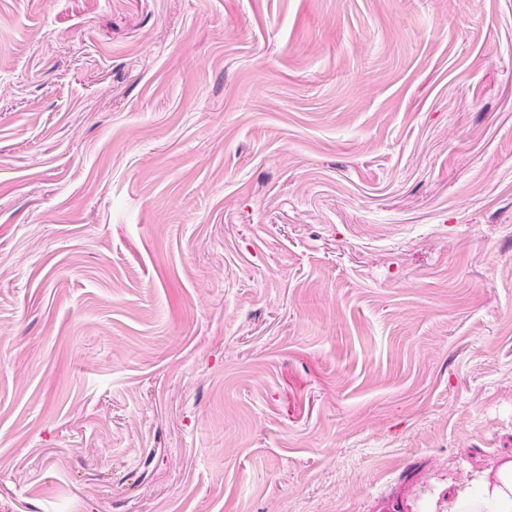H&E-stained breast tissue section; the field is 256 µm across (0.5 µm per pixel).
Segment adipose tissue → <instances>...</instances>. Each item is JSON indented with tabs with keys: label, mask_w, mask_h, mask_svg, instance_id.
Returning <instances> with one entry per match:
<instances>
[{
	"label": "adipose tissue",
	"mask_w": 512,
	"mask_h": 512,
	"mask_svg": "<svg viewBox=\"0 0 512 512\" xmlns=\"http://www.w3.org/2000/svg\"><path fill=\"white\" fill-rule=\"evenodd\" d=\"M421 508L423 512H512V455L474 472L445 498L427 497Z\"/></svg>",
	"instance_id": "ef3b65f1"
}]
</instances>
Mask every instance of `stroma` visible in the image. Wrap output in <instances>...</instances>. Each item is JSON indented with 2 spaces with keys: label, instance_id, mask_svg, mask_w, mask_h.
Masks as SVG:
<instances>
[{
  "label": "stroma",
  "instance_id": "obj_1",
  "mask_svg": "<svg viewBox=\"0 0 512 512\" xmlns=\"http://www.w3.org/2000/svg\"><path fill=\"white\" fill-rule=\"evenodd\" d=\"M508 453L512 0H0V512Z\"/></svg>",
  "mask_w": 512,
  "mask_h": 512
}]
</instances>
